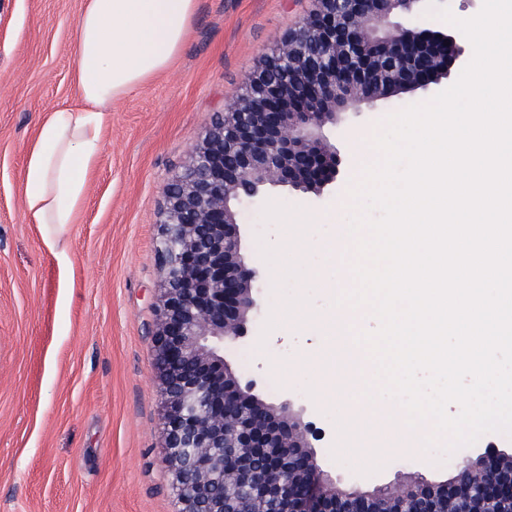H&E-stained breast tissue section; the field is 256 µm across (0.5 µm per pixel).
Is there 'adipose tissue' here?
<instances>
[{
  "label": "adipose tissue",
  "instance_id": "1",
  "mask_svg": "<svg viewBox=\"0 0 512 512\" xmlns=\"http://www.w3.org/2000/svg\"><path fill=\"white\" fill-rule=\"evenodd\" d=\"M196 0H84L73 44V102L46 112L27 150L26 214L58 253L102 153L113 104L179 55Z\"/></svg>",
  "mask_w": 512,
  "mask_h": 512
}]
</instances>
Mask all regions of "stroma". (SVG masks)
I'll use <instances>...</instances> for the list:
<instances>
[{
  "mask_svg": "<svg viewBox=\"0 0 512 512\" xmlns=\"http://www.w3.org/2000/svg\"><path fill=\"white\" fill-rule=\"evenodd\" d=\"M83 4L0 0V512H176L161 461L163 397L151 380L164 190L210 122L314 2L197 0L173 65L113 104L100 161L58 257L25 214L22 173L43 113L74 94L73 42ZM428 98L422 90L407 92L327 127L344 160L327 195L275 189L239 210L261 306L247 335L225 343L224 359L262 398L291 400L312 426L319 466L341 487L387 486L417 475L443 482L462 458L491 447L512 455V441L488 433L444 467L430 453L387 444L336 464L344 408L321 400L315 376L299 369V353L318 337L284 313L291 294L307 297L315 316L332 312V298L313 273L336 274L323 242L347 222L341 201L360 136ZM277 212L285 223L274 222ZM294 234L308 239L299 255L288 250Z\"/></svg>",
  "mask_w": 512,
  "mask_h": 512,
  "instance_id": "35a3bbf8",
  "label": "stroma"
}]
</instances>
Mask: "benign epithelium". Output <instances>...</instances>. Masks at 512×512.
Here are the masks:
<instances>
[{
    "instance_id": "7a95c632",
    "label": "benign epithelium",
    "mask_w": 512,
    "mask_h": 512,
    "mask_svg": "<svg viewBox=\"0 0 512 512\" xmlns=\"http://www.w3.org/2000/svg\"><path fill=\"white\" fill-rule=\"evenodd\" d=\"M315 2L164 192L152 356L177 512H512V458L496 451L462 460L444 484L336 487L310 424L224 363V342L246 335L259 307L238 205L270 188L322 195L342 164L326 126L359 104L430 91L466 57L464 39L414 23L423 0Z\"/></svg>"
}]
</instances>
